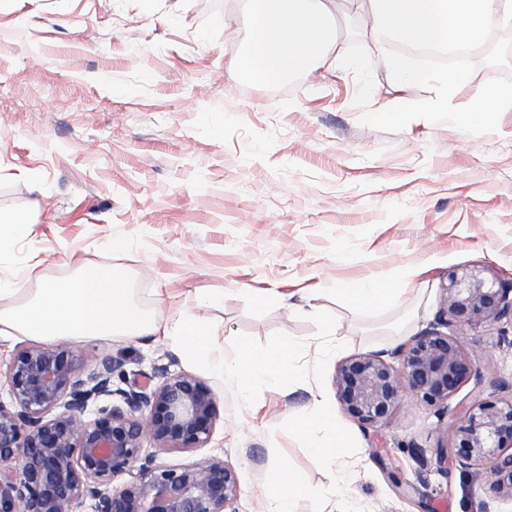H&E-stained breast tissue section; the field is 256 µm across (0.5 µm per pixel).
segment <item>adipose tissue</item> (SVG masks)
Instances as JSON below:
<instances>
[{
	"label": "adipose tissue",
	"instance_id": "obj_1",
	"mask_svg": "<svg viewBox=\"0 0 512 512\" xmlns=\"http://www.w3.org/2000/svg\"><path fill=\"white\" fill-rule=\"evenodd\" d=\"M365 28L406 43L477 44L490 30L512 24V0H351ZM333 0H245L241 20L252 31L248 68L260 77L312 71L336 51ZM28 278L0 279V335L123 336L136 339L163 327L181 348L205 354L206 333L183 319L164 324L129 297L124 278L92 268L29 293Z\"/></svg>",
	"mask_w": 512,
	"mask_h": 512
}]
</instances>
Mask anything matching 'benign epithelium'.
Wrapping results in <instances>:
<instances>
[{"instance_id":"benign-epithelium-1","label":"benign epithelium","mask_w":512,"mask_h":512,"mask_svg":"<svg viewBox=\"0 0 512 512\" xmlns=\"http://www.w3.org/2000/svg\"><path fill=\"white\" fill-rule=\"evenodd\" d=\"M483 272L471 266L449 274L436 325L393 353L399 367L379 353L344 361L336 395L364 426L405 402L450 418L454 446L435 448L437 463L485 466L490 501H512V453H505L512 399L476 394L452 404L463 384L483 386L484 370L444 329L480 320L512 325V280ZM118 368L104 355L86 372L66 343L13 354L0 383L9 397L0 400V512H236L238 475L223 458L158 461L160 451L194 453L211 439L220 407L208 381L163 368L157 385L150 376L115 389ZM490 501L478 512H492Z\"/></svg>"}]
</instances>
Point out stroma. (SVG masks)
<instances>
[{
	"label": "stroma",
	"mask_w": 512,
	"mask_h": 512,
	"mask_svg": "<svg viewBox=\"0 0 512 512\" xmlns=\"http://www.w3.org/2000/svg\"><path fill=\"white\" fill-rule=\"evenodd\" d=\"M241 0H0V212L35 209L34 224L0 251V278L27 270L31 288L87 268L121 272L133 301L160 318L214 325L216 356L233 337L284 332L321 345L299 311L260 303L268 289L315 297L335 315L341 345L324 384L268 388L236 409L217 379L221 419L205 446L240 481L238 512H268L264 476L275 452L318 488L331 474L279 426L319 399H335L345 360L393 351L434 324L453 270L481 266L512 278V111L495 132L471 135L417 119L398 133L364 126L381 112L432 98L374 66L367 109L354 74L325 64L277 81L239 73L252 39L224 22ZM126 250L117 252L114 242ZM409 289L387 307L358 308L328 287L390 280ZM497 323L455 327L459 345L512 380V342ZM83 369L103 354L120 364L114 386L136 374L194 367L169 337L73 342ZM339 422L358 443L343 458L350 501L362 512H476L483 467L417 481L410 448L447 442L428 407L395 410L364 428Z\"/></svg>",
	"instance_id": "obj_1"
}]
</instances>
